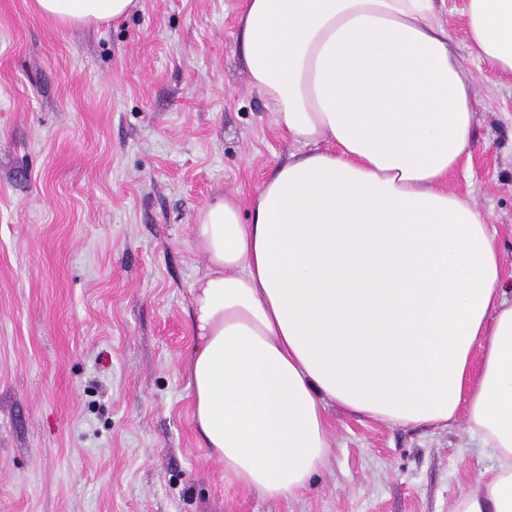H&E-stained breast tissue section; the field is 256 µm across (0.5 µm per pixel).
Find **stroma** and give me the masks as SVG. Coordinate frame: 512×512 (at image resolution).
<instances>
[{
  "instance_id": "obj_1",
  "label": "stroma",
  "mask_w": 512,
  "mask_h": 512,
  "mask_svg": "<svg viewBox=\"0 0 512 512\" xmlns=\"http://www.w3.org/2000/svg\"><path fill=\"white\" fill-rule=\"evenodd\" d=\"M246 0H143L63 28L0 0V512H453L494 465L465 416L377 423L328 404L331 453L301 495L224 471L196 429L186 363L193 234L218 198L249 212L304 146L275 125L235 41ZM467 164L512 286V80L471 59Z\"/></svg>"
}]
</instances>
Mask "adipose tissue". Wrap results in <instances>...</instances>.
I'll return each instance as SVG.
<instances>
[{
    "instance_id": "ef3b65f1",
    "label": "adipose tissue",
    "mask_w": 512,
    "mask_h": 512,
    "mask_svg": "<svg viewBox=\"0 0 512 512\" xmlns=\"http://www.w3.org/2000/svg\"><path fill=\"white\" fill-rule=\"evenodd\" d=\"M63 27L143 0H35ZM472 55L512 75V0H466ZM236 44L278 128L308 154L225 197L194 235L187 373L205 448L269 498L329 454L326 402L403 426L465 415L495 459L455 512H512V292L484 214L444 184L476 95L436 0H246ZM326 150H319L320 142Z\"/></svg>"
}]
</instances>
